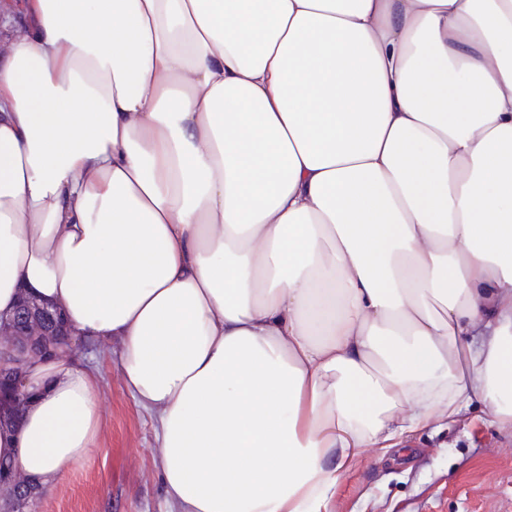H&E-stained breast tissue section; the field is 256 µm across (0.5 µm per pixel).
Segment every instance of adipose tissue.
<instances>
[{"label":"adipose tissue","instance_id":"ef3b65f1","mask_svg":"<svg viewBox=\"0 0 512 512\" xmlns=\"http://www.w3.org/2000/svg\"><path fill=\"white\" fill-rule=\"evenodd\" d=\"M0 316L118 349L168 512H326L368 448L512 425V0H19ZM99 369L30 355L0 459L87 460Z\"/></svg>","mask_w":512,"mask_h":512}]
</instances>
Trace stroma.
<instances>
[{"instance_id": "stroma-1", "label": "stroma", "mask_w": 512, "mask_h": 512, "mask_svg": "<svg viewBox=\"0 0 512 512\" xmlns=\"http://www.w3.org/2000/svg\"><path fill=\"white\" fill-rule=\"evenodd\" d=\"M100 368L97 445L40 512H165L152 421L125 390L116 351L83 347ZM329 512H512V431L476 416L412 435L388 454L371 451L345 476Z\"/></svg>"}]
</instances>
